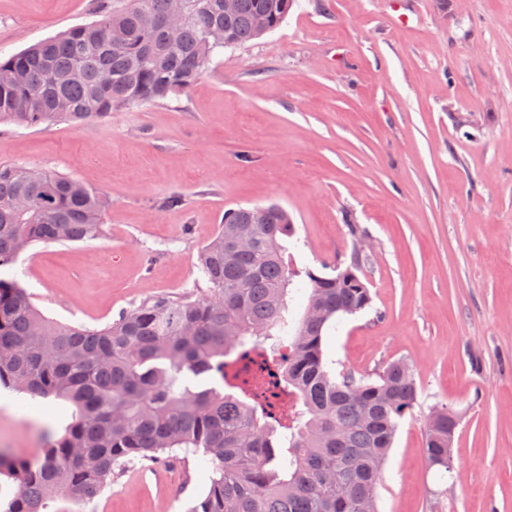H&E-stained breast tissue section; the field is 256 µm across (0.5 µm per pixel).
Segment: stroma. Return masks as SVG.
<instances>
[{
    "instance_id": "35a3bbf8",
    "label": "stroma",
    "mask_w": 512,
    "mask_h": 512,
    "mask_svg": "<svg viewBox=\"0 0 512 512\" xmlns=\"http://www.w3.org/2000/svg\"><path fill=\"white\" fill-rule=\"evenodd\" d=\"M93 0H0V56L92 21ZM0 164L70 176L105 234L37 243L14 270L48 318L101 328L154 296H207L202 248L238 207L283 206L295 266L361 252L366 310L324 336L335 374L414 369L378 512H512V0H295L166 100L79 124L0 126ZM178 205H166L170 196ZM458 415L451 471L425 422ZM69 404L0 387V450L35 456ZM201 456L114 477L92 512H187ZM448 409L451 408H448V406L437 408L429 417L425 426L424 451L427 461L431 467H437L445 471L451 468L452 447L449 448L451 458L448 463V446L454 432V425L448 421Z\"/></svg>"
}]
</instances>
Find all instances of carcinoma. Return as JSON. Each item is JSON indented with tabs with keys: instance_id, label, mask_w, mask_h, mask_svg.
Here are the masks:
<instances>
[{
	"instance_id": "cac0c4a2",
	"label": "carcinoma",
	"mask_w": 512,
	"mask_h": 512,
	"mask_svg": "<svg viewBox=\"0 0 512 512\" xmlns=\"http://www.w3.org/2000/svg\"><path fill=\"white\" fill-rule=\"evenodd\" d=\"M110 0L96 19L0 56V125L38 127L109 117L193 86L221 48L276 30L293 0ZM188 18L169 34L179 12ZM106 200L72 177L0 165V386L63 400L72 421L32 459L0 453L16 484L5 512L85 504L112 475L164 454L214 465L189 512H377L383 467L417 400L412 369L377 380L331 373L323 336L370 306V289L284 260L292 219L277 204L231 209L200 262L210 295L157 297L102 329L45 317L7 274L38 242L104 234ZM258 223L245 224L251 213ZM308 288L304 314L289 298ZM288 344L281 386L295 408L274 421L264 393L232 383L238 351ZM430 466L448 470V407L425 426Z\"/></svg>"
}]
</instances>
